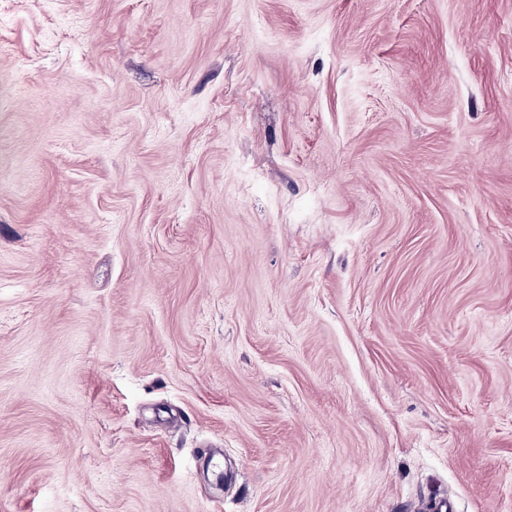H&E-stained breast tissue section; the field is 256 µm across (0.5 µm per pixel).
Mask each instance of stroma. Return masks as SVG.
Instances as JSON below:
<instances>
[{
	"mask_svg": "<svg viewBox=\"0 0 512 512\" xmlns=\"http://www.w3.org/2000/svg\"><path fill=\"white\" fill-rule=\"evenodd\" d=\"M512 512V0H0V512Z\"/></svg>",
	"mask_w": 512,
	"mask_h": 512,
	"instance_id": "obj_1",
	"label": "stroma"
}]
</instances>
